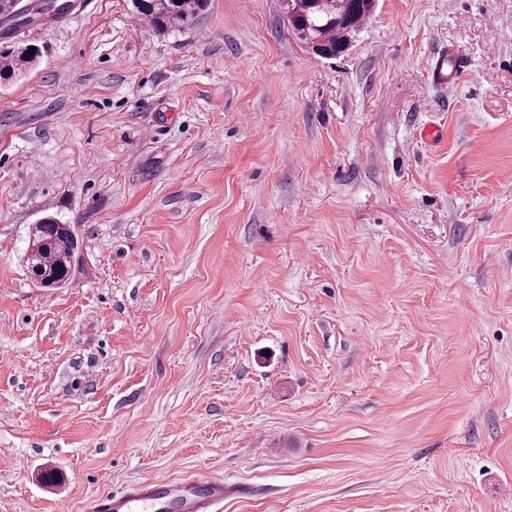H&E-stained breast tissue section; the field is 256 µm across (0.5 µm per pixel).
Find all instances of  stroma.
Instances as JSON below:
<instances>
[{"instance_id":"obj_1","label":"stroma","mask_w":512,"mask_h":512,"mask_svg":"<svg viewBox=\"0 0 512 512\" xmlns=\"http://www.w3.org/2000/svg\"><path fill=\"white\" fill-rule=\"evenodd\" d=\"M375 2L336 59L282 0L166 34L76 0L26 31L0 512L185 475L236 487L222 512H512V0ZM446 46L470 67L440 87ZM47 215L83 241L57 288L26 268Z\"/></svg>"}]
</instances>
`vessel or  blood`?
<instances>
[{
    "mask_svg": "<svg viewBox=\"0 0 512 512\" xmlns=\"http://www.w3.org/2000/svg\"><path fill=\"white\" fill-rule=\"evenodd\" d=\"M467 66V59L459 52L440 50L431 69V79L439 86L456 83ZM231 492L223 480L212 478L185 476L142 481L122 492L93 498L87 512H219L225 496Z\"/></svg>",
    "mask_w": 512,
    "mask_h": 512,
    "instance_id": "obj_1",
    "label": "vessel or blood"
}]
</instances>
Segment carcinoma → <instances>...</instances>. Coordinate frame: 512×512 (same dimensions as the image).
I'll use <instances>...</instances> for the list:
<instances>
[{
	"label": "carcinoma",
	"mask_w": 512,
	"mask_h": 512,
	"mask_svg": "<svg viewBox=\"0 0 512 512\" xmlns=\"http://www.w3.org/2000/svg\"><path fill=\"white\" fill-rule=\"evenodd\" d=\"M288 26L314 54L335 59L348 51L350 37L373 11L374 0H284ZM208 0H132L135 11L158 30L168 32L193 26ZM70 12L66 0H0V15L9 21L0 25V80L10 81L32 68L41 57L40 48L18 39V32L46 14L60 18ZM29 252L37 259L27 262L32 279L42 288L67 283L84 261L83 240L65 230L57 218L45 216L30 231Z\"/></svg>",
	"instance_id": "carcinoma-1"
}]
</instances>
